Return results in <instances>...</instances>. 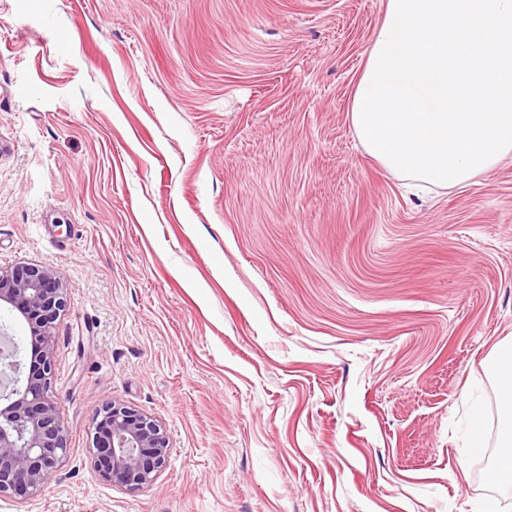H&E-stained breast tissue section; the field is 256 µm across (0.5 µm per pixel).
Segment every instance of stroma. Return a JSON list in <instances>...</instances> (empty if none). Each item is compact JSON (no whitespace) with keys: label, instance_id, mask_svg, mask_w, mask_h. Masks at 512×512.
<instances>
[{"label":"stroma","instance_id":"stroma-1","mask_svg":"<svg viewBox=\"0 0 512 512\" xmlns=\"http://www.w3.org/2000/svg\"><path fill=\"white\" fill-rule=\"evenodd\" d=\"M383 12L0 0V266L69 298L67 454L0 512H512L481 365L512 341V157L415 197L365 150ZM112 401L166 427L148 488L93 468Z\"/></svg>","mask_w":512,"mask_h":512}]
</instances>
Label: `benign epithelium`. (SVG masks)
I'll return each mask as SVG.
<instances>
[{
    "label": "benign epithelium",
    "mask_w": 512,
    "mask_h": 512,
    "mask_svg": "<svg viewBox=\"0 0 512 512\" xmlns=\"http://www.w3.org/2000/svg\"><path fill=\"white\" fill-rule=\"evenodd\" d=\"M29 325L36 359L25 364L17 347L0 358V497L40 494L67 450V430L52 395L55 378L53 329L67 307V288L40 265L0 267V302ZM163 424L116 402L94 422L90 455L99 476L137 490L152 485L168 462Z\"/></svg>",
    "instance_id": "obj_1"
}]
</instances>
